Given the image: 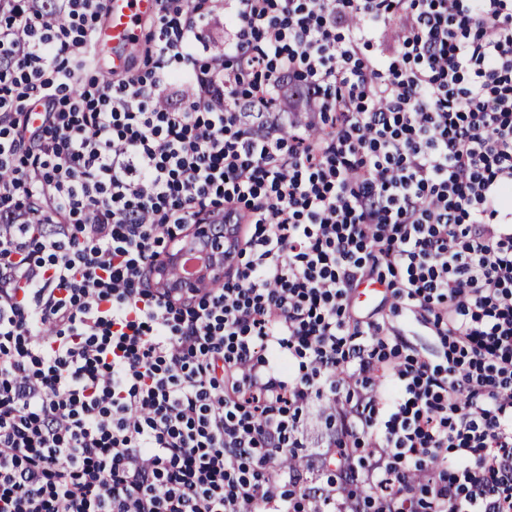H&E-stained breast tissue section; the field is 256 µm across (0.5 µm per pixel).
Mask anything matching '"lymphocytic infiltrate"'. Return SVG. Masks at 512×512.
I'll list each match as a JSON object with an SVG mask.
<instances>
[{
	"instance_id": "obj_1",
	"label": "lymphocytic infiltrate",
	"mask_w": 512,
	"mask_h": 512,
	"mask_svg": "<svg viewBox=\"0 0 512 512\" xmlns=\"http://www.w3.org/2000/svg\"><path fill=\"white\" fill-rule=\"evenodd\" d=\"M6 2L0 512H304L289 451L365 432L375 512H512V0H158L83 91L105 0ZM193 224L244 236L186 297ZM399 324L400 333L411 347L413 352L420 357L438 360L440 350L431 336L423 328L417 327L412 321L403 316L394 318Z\"/></svg>"
}]
</instances>
